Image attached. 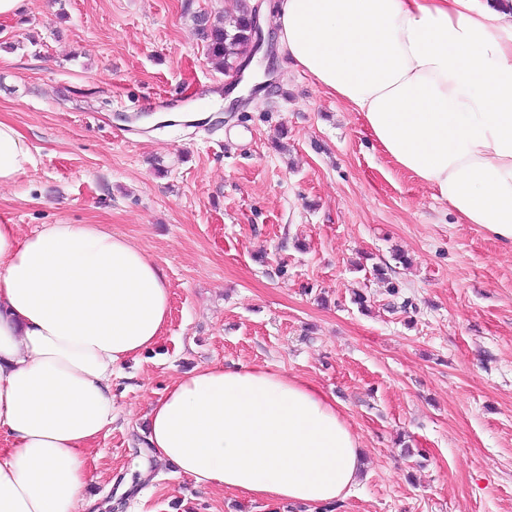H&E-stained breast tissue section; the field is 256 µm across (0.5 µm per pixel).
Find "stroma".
Instances as JSON below:
<instances>
[{"instance_id":"obj_1","label":"stroma","mask_w":512,"mask_h":512,"mask_svg":"<svg viewBox=\"0 0 512 512\" xmlns=\"http://www.w3.org/2000/svg\"><path fill=\"white\" fill-rule=\"evenodd\" d=\"M237 5L27 0L23 18L0 19V120L36 158L0 188V221L23 235L106 225L171 293L158 344L112 377L86 499L95 512H305L150 461V403L218 364L336 397L365 455L338 512H512V249L397 169L359 113L282 53L269 87H230L192 14ZM172 93L197 120L155 128L144 104Z\"/></svg>"}]
</instances>
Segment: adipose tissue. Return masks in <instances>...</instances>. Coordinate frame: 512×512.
Returning a JSON list of instances; mask_svg holds the SVG:
<instances>
[{"mask_svg":"<svg viewBox=\"0 0 512 512\" xmlns=\"http://www.w3.org/2000/svg\"><path fill=\"white\" fill-rule=\"evenodd\" d=\"M288 61L359 112L400 169L512 248V10L496 0H276ZM35 164L0 120V187ZM169 289L102 224L0 222V512H86L83 450L112 376L156 345ZM150 455L260 500L322 506L364 467L335 398L267 368L202 365L150 408Z\"/></svg>","mask_w":512,"mask_h":512,"instance_id":"1","label":"adipose tissue"}]
</instances>
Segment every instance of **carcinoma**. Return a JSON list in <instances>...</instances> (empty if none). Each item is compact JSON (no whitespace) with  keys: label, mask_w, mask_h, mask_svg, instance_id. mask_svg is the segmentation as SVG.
I'll return each mask as SVG.
<instances>
[{"label":"carcinoma","mask_w":512,"mask_h":512,"mask_svg":"<svg viewBox=\"0 0 512 512\" xmlns=\"http://www.w3.org/2000/svg\"><path fill=\"white\" fill-rule=\"evenodd\" d=\"M193 24L196 35L205 44L207 55L224 65L226 70L234 69L237 60L254 49L253 15L247 7L223 22L213 21L206 12H197L193 14Z\"/></svg>","instance_id":"obj_1"}]
</instances>
